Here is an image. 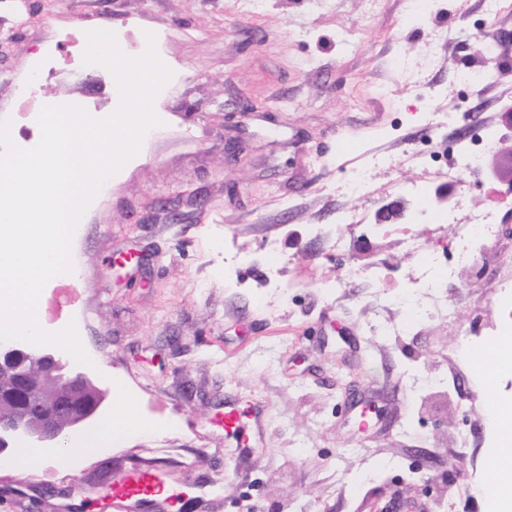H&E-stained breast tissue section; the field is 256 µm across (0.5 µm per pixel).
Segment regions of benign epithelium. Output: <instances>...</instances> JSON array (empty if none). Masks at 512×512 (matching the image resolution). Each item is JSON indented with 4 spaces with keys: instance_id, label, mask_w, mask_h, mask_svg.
<instances>
[{
    "instance_id": "7a95c632",
    "label": "benign epithelium",
    "mask_w": 512,
    "mask_h": 512,
    "mask_svg": "<svg viewBox=\"0 0 512 512\" xmlns=\"http://www.w3.org/2000/svg\"><path fill=\"white\" fill-rule=\"evenodd\" d=\"M482 173L512 191V174L504 176L495 162H483ZM404 203L393 201L375 216L378 224L400 216ZM105 391L85 372L68 365L56 352L33 350L22 340L0 342V405L14 410L0 417V467L17 443L56 450L86 430L101 412Z\"/></svg>"
}]
</instances>
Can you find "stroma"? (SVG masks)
Here are the masks:
<instances>
[{
  "label": "stroma",
  "mask_w": 512,
  "mask_h": 512,
  "mask_svg": "<svg viewBox=\"0 0 512 512\" xmlns=\"http://www.w3.org/2000/svg\"><path fill=\"white\" fill-rule=\"evenodd\" d=\"M482 17L480 0H426L416 17L407 0H0V118L16 117L33 70L35 109L77 99L112 111L111 73L79 69V43L64 40L100 23L130 57L154 33L173 71L160 126L82 217L77 277L43 289L47 331L76 323L107 411L125 392L154 429L119 433L76 467L47 453L24 474L0 468V512H69L114 467L143 461L167 469L192 512H373L396 500L397 512H440L449 499L454 512H491L479 493L495 476L489 403L508 388L461 345L501 322L512 193L482 176L449 181L415 157L504 120L512 43L479 49ZM486 69V87L459 80ZM235 92L251 112L229 109ZM431 97L456 115L435 134ZM360 169L363 193L350 187ZM447 186L450 201L437 200ZM396 199L419 250L370 229ZM491 200L504 214L497 241L417 287L422 251L448 265L449 212ZM344 213L360 216L348 232L368 235L365 248H333ZM269 238L277 292L265 285ZM229 394L262 407L250 446L224 431ZM357 396L382 416L361 419ZM470 432L479 447L459 449Z\"/></svg>",
  "instance_id": "obj_1"
}]
</instances>
